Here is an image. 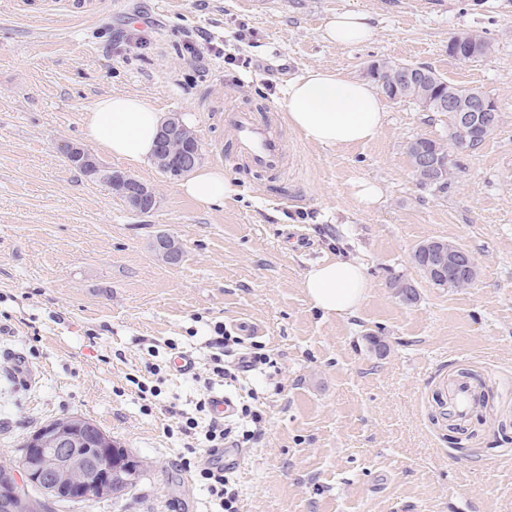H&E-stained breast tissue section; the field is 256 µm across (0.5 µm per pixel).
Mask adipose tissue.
Returning a JSON list of instances; mask_svg holds the SVG:
<instances>
[{
	"label": "adipose tissue",
	"mask_w": 512,
	"mask_h": 512,
	"mask_svg": "<svg viewBox=\"0 0 512 512\" xmlns=\"http://www.w3.org/2000/svg\"><path fill=\"white\" fill-rule=\"evenodd\" d=\"M377 34L370 17L359 10L337 12L324 25L323 36L339 46L371 41ZM289 125L307 141L343 149L374 140L384 122L375 87L340 71L312 66L289 81L284 93ZM163 116L142 97L113 93L98 97L87 109L85 133L113 158L137 166L151 158ZM179 192L202 207L222 204L233 187L218 166L194 171ZM303 288L314 309L327 316L359 311L369 289L363 267L355 260L332 256L313 266Z\"/></svg>",
	"instance_id": "ef3b65f1"
}]
</instances>
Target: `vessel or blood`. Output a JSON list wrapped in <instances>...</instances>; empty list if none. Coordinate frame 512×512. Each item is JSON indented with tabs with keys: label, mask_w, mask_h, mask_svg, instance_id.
Wrapping results in <instances>:
<instances>
[{
	"label": "vessel or blood",
	"mask_w": 512,
	"mask_h": 512,
	"mask_svg": "<svg viewBox=\"0 0 512 512\" xmlns=\"http://www.w3.org/2000/svg\"><path fill=\"white\" fill-rule=\"evenodd\" d=\"M224 129L234 145L227 157L233 168L277 171L284 166L283 143L276 137L268 114L235 105L226 106ZM441 398L447 406L449 418L462 426L480 408V386L474 379L451 374L441 381Z\"/></svg>",
	"instance_id": "b4317fda"
}]
</instances>
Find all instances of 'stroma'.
Listing matches in <instances>:
<instances>
[{
	"label": "stroma",
	"instance_id": "obj_1",
	"mask_svg": "<svg viewBox=\"0 0 512 512\" xmlns=\"http://www.w3.org/2000/svg\"><path fill=\"white\" fill-rule=\"evenodd\" d=\"M0 0V465L44 423L87 418L143 460L128 492L56 502L53 512H213L185 471L187 454L161 405L146 407L130 376L161 367V397L195 411L206 393H254L264 435L232 469L240 512H512V0ZM368 12L374 42L337 47L323 26ZM475 30L490 52L448 53ZM195 44L203 66L190 64ZM386 57L475 87L502 111L474 148L451 149L447 193L419 187L405 147L446 140L448 115L384 99L378 137L344 150L305 141L288 124L285 89L323 65L362 78ZM140 96L190 120L204 165L223 166V109L271 106L287 155L279 172L225 168L234 191L204 208L154 164L131 169L156 205L131 210L60 152L86 144L99 96ZM377 181L372 210L348 194ZM174 236L179 264L154 249ZM456 242L474 257L467 288H440L411 262L420 242ZM342 252L365 265L370 290L352 317L312 308L313 263ZM413 281L406 304L388 286ZM223 322L262 343L273 367L215 381L176 375L164 344L198 353ZM159 346L150 356L148 346ZM36 381L17 383L12 353ZM468 370L488 404L464 430L439 403L444 375Z\"/></svg>",
	"mask_w": 512,
	"mask_h": 512
}]
</instances>
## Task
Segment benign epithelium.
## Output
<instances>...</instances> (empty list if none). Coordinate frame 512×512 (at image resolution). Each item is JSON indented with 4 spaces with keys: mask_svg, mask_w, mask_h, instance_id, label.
Here are the masks:
<instances>
[{
    "mask_svg": "<svg viewBox=\"0 0 512 512\" xmlns=\"http://www.w3.org/2000/svg\"><path fill=\"white\" fill-rule=\"evenodd\" d=\"M430 103L440 110L455 112L459 124L468 129L472 144L485 139L499 114L494 100L484 99L472 90L466 93L455 90L432 96L430 100L423 101L422 107ZM184 131L180 117L176 114L169 116L160 131L156 153H161L171 142L182 138ZM60 150L85 176L100 180L108 188H115L127 196L136 210L149 212L154 208L156 194L152 186L127 174L107 171L94 153L78 144L65 142L60 145ZM202 159L201 149L190 147L182 154L166 157L165 163L172 176L180 177ZM411 169L418 179L446 177L450 173L448 151L429 153L415 147L411 151ZM154 248L168 264L181 261V247L171 235L158 236ZM411 261L425 277L445 288L468 287L478 273L477 263L470 254L458 244L445 239L423 241L412 253ZM389 288L408 304L416 300V286L409 280L393 279L389 282ZM88 428L84 418L73 416L60 424L37 429L30 436L26 450L31 462L14 471L10 483L0 484V504L8 505L12 512H22L17 507V501L22 491L30 486L39 488L54 500L60 495L62 480L73 475L80 477L68 495L75 501L90 502L112 495L117 485L132 486L138 472L130 465L119 463L111 439L102 438L101 448L82 447Z\"/></svg>",
    "mask_w": 512,
    "mask_h": 512,
    "instance_id": "7a95c632",
    "label": "benign epithelium"
}]
</instances>
